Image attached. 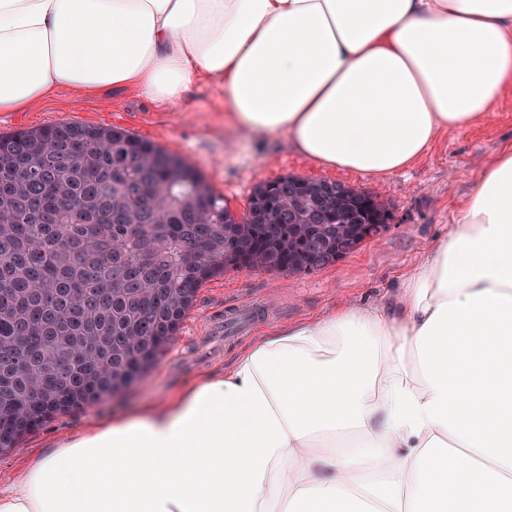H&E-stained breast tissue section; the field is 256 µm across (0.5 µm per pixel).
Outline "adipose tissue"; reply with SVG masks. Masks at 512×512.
<instances>
[{"label": "adipose tissue", "instance_id": "1", "mask_svg": "<svg viewBox=\"0 0 512 512\" xmlns=\"http://www.w3.org/2000/svg\"><path fill=\"white\" fill-rule=\"evenodd\" d=\"M203 78L239 124L384 178L512 92V0H0V112ZM0 512H512V147L393 305L258 337L27 462Z\"/></svg>", "mask_w": 512, "mask_h": 512}]
</instances>
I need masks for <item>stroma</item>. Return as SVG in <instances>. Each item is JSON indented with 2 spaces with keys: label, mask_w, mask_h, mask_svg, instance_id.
Returning <instances> with one entry per match:
<instances>
[{
  "label": "stroma",
  "mask_w": 512,
  "mask_h": 512,
  "mask_svg": "<svg viewBox=\"0 0 512 512\" xmlns=\"http://www.w3.org/2000/svg\"><path fill=\"white\" fill-rule=\"evenodd\" d=\"M62 122L120 127L183 157L236 214H244L254 187L282 175L339 182L386 204V230L352 253L311 274L238 269L204 284L180 329L155 364L128 392L69 408L0 453V488L18 477L22 463L59 447L98 421L159 403L194 380L223 371L265 329L316 319L345 304L382 302L416 270L433 244L456 224L482 168L512 146V93L488 121L439 134L408 169L381 179L327 169L300 157L280 134L234 124L216 83H198L180 103L148 101L130 89L101 97L61 90L28 112H0V133ZM253 304L251 334L225 341L219 328L239 302Z\"/></svg>",
  "instance_id": "stroma-1"
}]
</instances>
